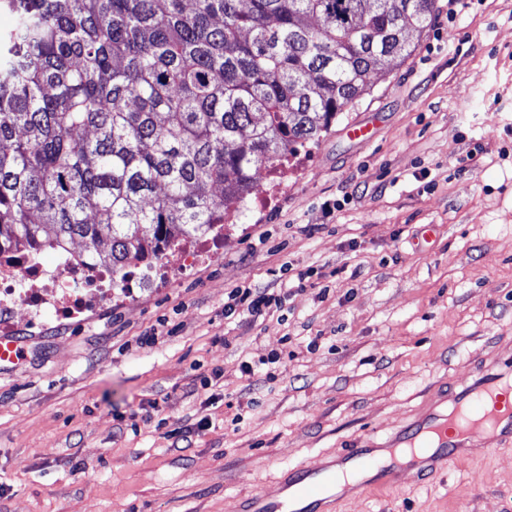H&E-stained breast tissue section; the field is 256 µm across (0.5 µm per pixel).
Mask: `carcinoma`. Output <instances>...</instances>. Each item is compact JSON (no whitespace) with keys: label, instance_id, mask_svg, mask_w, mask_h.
I'll use <instances>...</instances> for the list:
<instances>
[{"label":"carcinoma","instance_id":"carcinoma-1","mask_svg":"<svg viewBox=\"0 0 512 512\" xmlns=\"http://www.w3.org/2000/svg\"><path fill=\"white\" fill-rule=\"evenodd\" d=\"M0 251L112 276L318 140L435 0H0ZM108 239L110 248L99 249Z\"/></svg>","mask_w":512,"mask_h":512}]
</instances>
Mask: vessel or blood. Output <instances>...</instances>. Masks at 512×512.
<instances>
[{"instance_id":"1","label":"vessel or blood","mask_w":512,"mask_h":512,"mask_svg":"<svg viewBox=\"0 0 512 512\" xmlns=\"http://www.w3.org/2000/svg\"><path fill=\"white\" fill-rule=\"evenodd\" d=\"M512 446V365L481 370L467 385L432 393L426 408L380 438L365 434L317 467L289 468L277 497L255 495L239 512H323L349 476L357 492L425 483L448 466L465 467L487 451Z\"/></svg>"}]
</instances>
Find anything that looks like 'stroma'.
Wrapping results in <instances>:
<instances>
[{"mask_svg": "<svg viewBox=\"0 0 512 512\" xmlns=\"http://www.w3.org/2000/svg\"><path fill=\"white\" fill-rule=\"evenodd\" d=\"M447 12L436 0L411 56L287 168L258 169L191 274L59 323L17 313L0 512H236L288 468L386 436L434 386L512 360V0ZM354 123L371 138L348 139ZM248 284L285 294L258 319L225 315ZM338 509L512 512V449Z\"/></svg>", "mask_w": 512, "mask_h": 512, "instance_id": "1", "label": "stroma"}]
</instances>
